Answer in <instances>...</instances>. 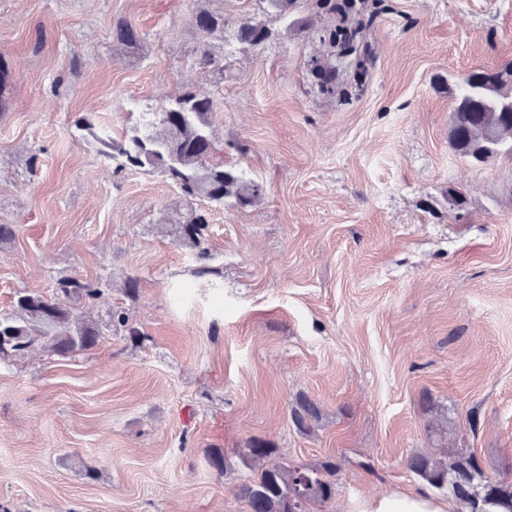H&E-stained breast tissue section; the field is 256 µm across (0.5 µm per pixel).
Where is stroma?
<instances>
[{
    "label": "stroma",
    "instance_id": "35a3bbf8",
    "mask_svg": "<svg viewBox=\"0 0 512 512\" xmlns=\"http://www.w3.org/2000/svg\"><path fill=\"white\" fill-rule=\"evenodd\" d=\"M202 8L273 35L203 71ZM329 8L0 0V316L64 276L101 290L76 304L93 348L0 355V512H248L251 469L208 453L253 439L335 459L336 496L311 512L427 491L416 453L471 452L512 480V161L454 153L443 86L512 62V0ZM343 20L350 54L328 42ZM193 88L213 97L218 158L261 187L209 205L202 261L164 223L178 189L101 145ZM301 395L320 411L304 431ZM319 414V408L312 399L300 396L291 407L290 418L297 428L305 430L306 425L318 420Z\"/></svg>",
    "mask_w": 512,
    "mask_h": 512
}]
</instances>
